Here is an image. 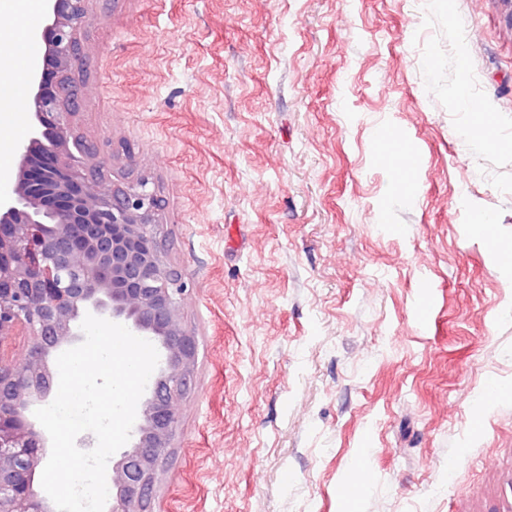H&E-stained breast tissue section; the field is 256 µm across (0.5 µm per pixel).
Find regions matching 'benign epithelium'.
Listing matches in <instances>:
<instances>
[{
	"mask_svg": "<svg viewBox=\"0 0 512 512\" xmlns=\"http://www.w3.org/2000/svg\"><path fill=\"white\" fill-rule=\"evenodd\" d=\"M86 0H45L12 196L0 199V512H56L34 488L47 457L44 431L26 411L48 401L53 355L79 345L86 314L157 343L165 362L138 404L131 445L112 458L106 512H148L191 390L196 336L183 323L184 285L159 240L162 199L145 178L107 182L89 171L96 149L75 135L82 103L72 71ZM25 353L7 358L13 336Z\"/></svg>",
	"mask_w": 512,
	"mask_h": 512,
	"instance_id": "7a95c632",
	"label": "benign epithelium"
}]
</instances>
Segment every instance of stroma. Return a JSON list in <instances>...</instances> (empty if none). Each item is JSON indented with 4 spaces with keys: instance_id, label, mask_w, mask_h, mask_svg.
Segmentation results:
<instances>
[{
    "instance_id": "stroma-1",
    "label": "stroma",
    "mask_w": 512,
    "mask_h": 512,
    "mask_svg": "<svg viewBox=\"0 0 512 512\" xmlns=\"http://www.w3.org/2000/svg\"><path fill=\"white\" fill-rule=\"evenodd\" d=\"M86 9L75 132L158 189L198 340L152 512H512L502 0Z\"/></svg>"
}]
</instances>
